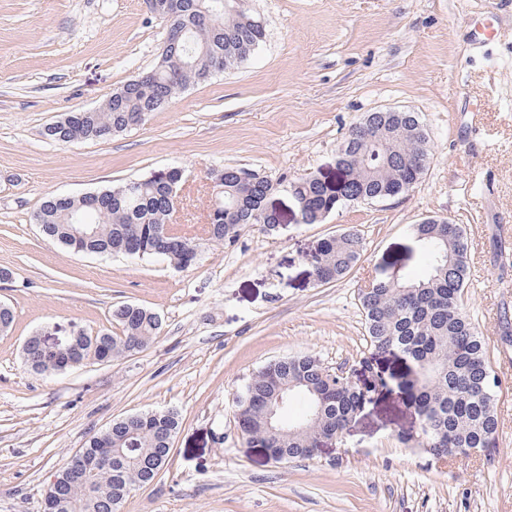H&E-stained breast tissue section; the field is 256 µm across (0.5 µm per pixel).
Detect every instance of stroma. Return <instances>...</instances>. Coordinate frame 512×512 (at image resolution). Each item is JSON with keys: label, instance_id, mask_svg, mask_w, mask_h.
Masks as SVG:
<instances>
[{"label": "stroma", "instance_id": "stroma-1", "mask_svg": "<svg viewBox=\"0 0 512 512\" xmlns=\"http://www.w3.org/2000/svg\"><path fill=\"white\" fill-rule=\"evenodd\" d=\"M267 39L237 67L182 90L163 109L101 140L59 144L44 127L101 108L155 68L167 23L145 0H0V512H44L70 455L114 421L177 411L168 463L121 512H512V0H246ZM420 113L433 159L408 194L349 203L303 224L287 190L268 201L273 231L231 246L202 240L227 166L271 181H334L336 156L368 112ZM179 167L189 180L172 216L200 236L196 262L75 253L34 221L51 195L79 196ZM465 225L467 310L500 380L496 448L432 457L420 417L396 386L410 363L371 353L358 294L382 269L421 274L411 225ZM360 261L320 286L308 256L346 229ZM160 315L145 349L48 376L22 358L28 336L110 327L115 306ZM317 356L371 387L340 438L310 459L277 462L235 421L234 398L272 360Z\"/></svg>", "mask_w": 512, "mask_h": 512}]
</instances>
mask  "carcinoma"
<instances>
[{"mask_svg":"<svg viewBox=\"0 0 512 512\" xmlns=\"http://www.w3.org/2000/svg\"><path fill=\"white\" fill-rule=\"evenodd\" d=\"M169 25L184 31L179 44L163 52L150 80L124 95L113 94L99 110L77 112L52 124L47 138L68 144L105 139L130 127L140 116L156 112L181 90L206 81L213 67L231 69L264 42L266 28L244 0H165ZM432 159V147L416 112H368L342 143L331 182L305 175L287 182L301 206L300 223L319 224L351 202L383 201L411 191ZM221 203L208 214L205 233L231 245L248 224L272 230L275 213L267 200L277 190L272 181L235 167L217 176ZM178 168L85 197L50 196L34 215L49 240L75 250L72 230L84 225L80 252L100 257L163 256L177 268L195 262L198 245L186 234L164 235L175 193ZM425 269L412 276L402 269L380 273L358 300L372 352L397 351L413 368L400 389L416 405L426 424L418 445L438 458L466 455L468 448H494L498 438L495 388L487 344L463 303L468 278L466 228L427 218L412 225ZM364 251L359 231L348 229L325 238L310 256L316 283L345 277ZM109 328L78 331V360L112 362L147 347L159 334L161 318L151 310L121 304L112 310ZM25 365L36 374L62 371L61 360L44 350L34 334L23 347ZM302 400L304 415L286 422L277 398ZM364 392L326 369L310 354L269 363L235 398L236 418L248 443L268 449L277 461L312 456L322 434H339L360 408ZM181 425L175 411L141 413L112 423L89 438L82 451L86 474L74 473L73 461L59 471L47 492L46 512H120L122 502L140 485L154 481L168 461L171 442Z\"/></svg>","mask_w":512,"mask_h":512,"instance_id":"obj_1","label":"carcinoma"}]
</instances>
